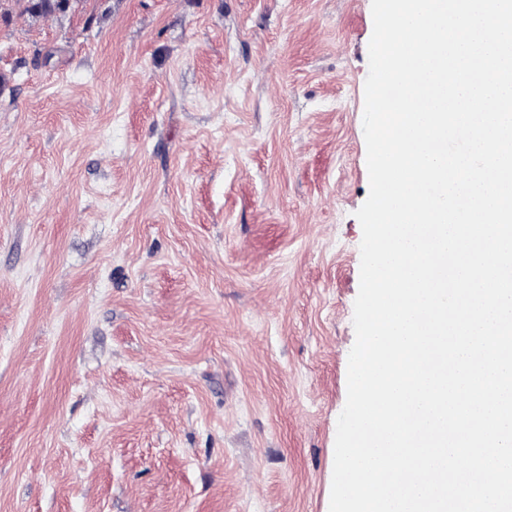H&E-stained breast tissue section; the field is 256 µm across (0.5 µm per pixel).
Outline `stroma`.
I'll return each mask as SVG.
<instances>
[{"label": "stroma", "instance_id": "1", "mask_svg": "<svg viewBox=\"0 0 512 512\" xmlns=\"http://www.w3.org/2000/svg\"><path fill=\"white\" fill-rule=\"evenodd\" d=\"M371 0H0V512H329Z\"/></svg>", "mask_w": 512, "mask_h": 512}]
</instances>
